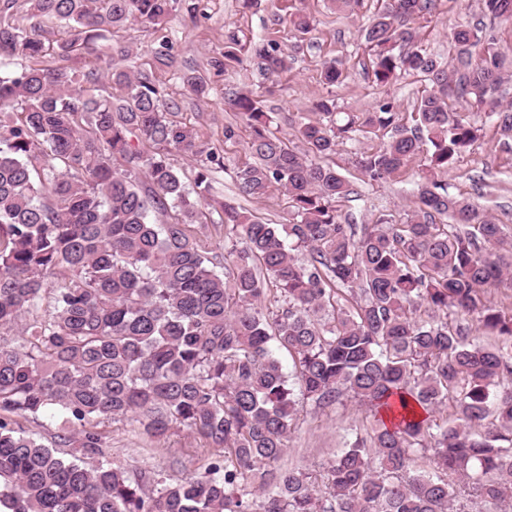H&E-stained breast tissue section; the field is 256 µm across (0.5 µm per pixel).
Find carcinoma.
Masks as SVG:
<instances>
[{"label": "carcinoma", "mask_w": 512, "mask_h": 512, "mask_svg": "<svg viewBox=\"0 0 512 512\" xmlns=\"http://www.w3.org/2000/svg\"><path fill=\"white\" fill-rule=\"evenodd\" d=\"M172 2L28 0L29 25L0 18V61L32 62L0 74V112L13 114L0 122V330L19 333L0 343V512H457L450 475L485 503L511 499L512 314L486 293L512 287V235L439 175L479 137L461 102L512 150V46L459 24L450 65L416 40L433 0H381L375 11L331 0L365 18L377 86L416 74L430 89L408 119L386 99L366 112L319 100L318 118L296 128L304 154L272 130L259 97L230 99L257 158L234 170L239 194L280 187L291 218L264 223L218 203L220 271L195 232L209 169L192 194L168 158L205 149L166 117L163 90L115 70V106L76 88L97 85L96 67L79 76L39 66L51 24L77 31L57 45L65 58L131 20L165 24ZM483 3L512 22V0ZM276 22L295 36L313 27L304 11ZM244 49L267 77L288 70L273 39L244 48L231 36L224 60ZM322 78L333 87L347 73L333 61ZM360 136L380 140L357 160L367 181L415 161L419 180L402 218L382 215L357 233L337 209L351 184L323 159ZM472 317L496 343L472 336ZM345 396L392 418L319 470L282 466L299 398L323 408ZM447 408L453 420L438 421ZM46 417L61 420L49 443L24 427ZM124 422L158 443L176 429L197 434L201 464L167 479L106 459L107 427Z\"/></svg>", "instance_id": "carcinoma-1"}]
</instances>
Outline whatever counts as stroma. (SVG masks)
I'll list each match as a JSON object with an SVG mask.
<instances>
[{"label":"stroma","instance_id":"1","mask_svg":"<svg viewBox=\"0 0 512 512\" xmlns=\"http://www.w3.org/2000/svg\"><path fill=\"white\" fill-rule=\"evenodd\" d=\"M296 6L305 8L315 20L314 30L301 38L273 22L275 15ZM459 23L483 26L501 43H512V23L485 13L481 0H434L431 13L418 24L417 35L427 50L448 62L456 56L448 33ZM360 26V21L336 14L329 0H256L249 9L243 8L240 0H176L163 27L141 22L128 24L94 43L91 50L72 57L68 65L83 71L100 55L109 60L112 68L134 77H148L163 87L171 106L169 119L194 128L205 148L204 154L196 157L172 155V162L183 172L185 182L190 183L196 172L207 165V152H216L223 157L224 166L212 174L213 192L229 199L235 195V168L253 160L247 150L250 131L229 104L236 92L259 95L267 111L273 114L278 135L289 139L295 136V126L313 118L316 103L327 97L334 98L339 109L346 112L369 110L380 98L396 99L402 111L412 110L425 81L416 75H403L390 86L377 87L362 68L368 56ZM232 32L244 44L262 38L278 40L291 57L288 73L266 79L247 60L226 72H217L211 62L223 57L224 42ZM162 43L168 47V59L163 63L155 55ZM330 59L341 61L349 73L348 79L335 87L323 84L321 79V65ZM191 77L206 81V97L199 98L191 92L187 84ZM458 110L466 120L480 127L481 136L441 179L450 193L470 197L512 231V155L500 149L484 113L465 104L459 105ZM229 125L236 131L230 141L224 138V129ZM376 145L373 139L349 141L339 145L331 158L354 189L353 194L342 200L340 212L359 226L372 223L382 214L402 216L404 208L413 201L411 190L417 178V165H410L393 182H362L355 161ZM372 423V416L350 397L323 409L304 402L288 441L285 463L304 468L319 465ZM110 431L111 457L137 469L181 478L197 467L199 443L189 431H178L165 446L132 432L124 424H114ZM173 449L178 451L179 460L170 457Z\"/></svg>","mask_w":512,"mask_h":512}]
</instances>
